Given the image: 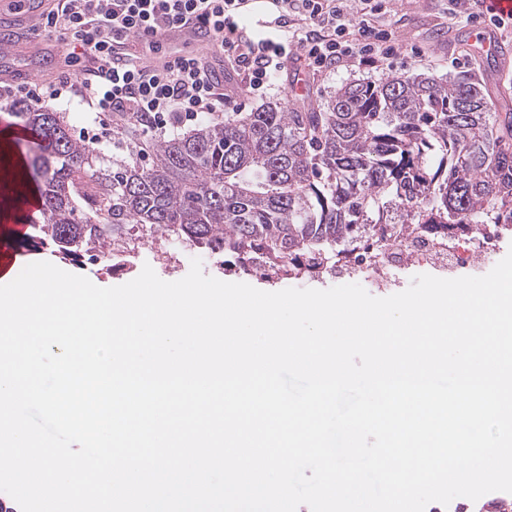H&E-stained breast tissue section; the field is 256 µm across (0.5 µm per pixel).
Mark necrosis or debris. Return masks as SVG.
I'll return each instance as SVG.
<instances>
[{
  "mask_svg": "<svg viewBox=\"0 0 512 512\" xmlns=\"http://www.w3.org/2000/svg\"><path fill=\"white\" fill-rule=\"evenodd\" d=\"M512 238V226L490 231L479 224H452L443 228L418 224H387L376 227L349 262L321 263L307 255L288 261V275L311 281L334 277L338 272L360 277L373 288L386 291L395 286L398 272L426 267L444 272L472 271L488 256L499 251L505 238ZM168 232L143 234L136 225H125L121 237H97L96 243L112 260L114 270L128 273L143 255L168 269H178L177 254L168 250Z\"/></svg>",
  "mask_w": 512,
  "mask_h": 512,
  "instance_id": "obj_1",
  "label": "necrosis or debris"
}]
</instances>
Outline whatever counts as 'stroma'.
Instances as JSON below:
<instances>
[{
  "label": "stroma",
  "instance_id": "obj_1",
  "mask_svg": "<svg viewBox=\"0 0 512 512\" xmlns=\"http://www.w3.org/2000/svg\"><path fill=\"white\" fill-rule=\"evenodd\" d=\"M386 19L395 38L417 48L424 56L420 62L410 55L395 60L393 72L445 77L463 67L486 84L495 106H512V66L503 67L481 46V39L486 36L496 45L512 50V28L499 31L483 22L463 18L449 22L448 0H392ZM58 56L52 41L37 35L28 36L8 61L14 69L10 84L41 85L64 76L76 78L83 73L84 63L67 66L59 62ZM362 76V71L343 67L327 76L314 75L292 64L279 76V89L273 98L291 105L309 101L322 103L328 100L337 84ZM13 247L27 257L86 276L100 287L128 281L127 276L113 273L110 261L101 256H88L80 263L62 259L48 240L42 242L26 235L15 239Z\"/></svg>",
  "mask_w": 512,
  "mask_h": 512
}]
</instances>
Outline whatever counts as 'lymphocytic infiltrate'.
I'll return each mask as SVG.
<instances>
[{
	"label": "lymphocytic infiltrate",
	"instance_id": "f902f5d3",
	"mask_svg": "<svg viewBox=\"0 0 512 512\" xmlns=\"http://www.w3.org/2000/svg\"><path fill=\"white\" fill-rule=\"evenodd\" d=\"M240 0H61L39 30L66 61L81 48L92 61L78 82L63 78L35 89L0 85V104H47L78 94L94 111L117 112L143 132L186 125L207 112H234L236 97L220 92L210 59L178 56L160 65L115 54L128 35L153 39L184 17L212 34L213 49L242 74L250 97L262 98L288 63L319 74L342 66L380 71L407 53L382 21L387 0H272L274 35L243 26Z\"/></svg>",
	"mask_w": 512,
	"mask_h": 512
}]
</instances>
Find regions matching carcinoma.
Segmentation results:
<instances>
[{"label":"carcinoma","instance_id":"1","mask_svg":"<svg viewBox=\"0 0 512 512\" xmlns=\"http://www.w3.org/2000/svg\"><path fill=\"white\" fill-rule=\"evenodd\" d=\"M35 152L15 186L34 187L62 258L124 224L219 248L243 273L261 252L356 250L377 224L512 225V112L463 71L345 81L316 107L269 102L154 141L147 167L95 166L49 106L15 113ZM96 185L83 221L74 192Z\"/></svg>","mask_w":512,"mask_h":512}]
</instances>
